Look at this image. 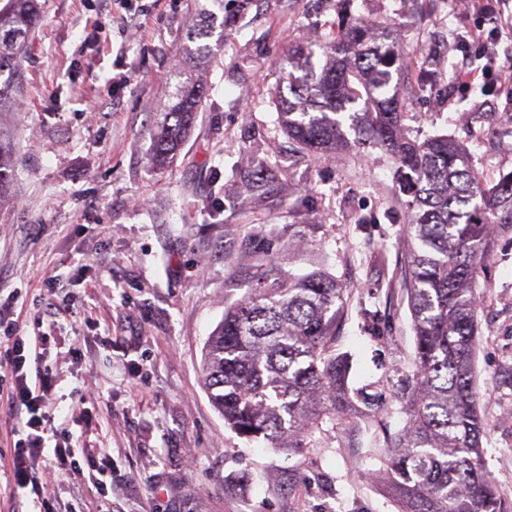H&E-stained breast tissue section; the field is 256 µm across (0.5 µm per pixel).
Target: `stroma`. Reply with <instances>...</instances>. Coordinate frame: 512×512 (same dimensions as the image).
<instances>
[{
    "mask_svg": "<svg viewBox=\"0 0 512 512\" xmlns=\"http://www.w3.org/2000/svg\"><path fill=\"white\" fill-rule=\"evenodd\" d=\"M40 20L18 69L11 128L16 168L0 204V309L21 334L47 305L55 318L43 363L66 427L112 456L117 512H398L376 478L382 430L405 416L388 400L382 427L324 426L287 455L225 426L199 383L205 342L256 274L322 273L346 289L336 347L352 388L386 392L411 372L414 338L400 248L406 196L385 152L315 156L288 139L270 103L276 69L307 43L313 62L341 0H255L231 30L211 0H37ZM365 21L397 29L409 136L460 145L484 186L512 171L505 101L481 81L452 88L448 35L472 29L459 0H353ZM137 22L125 25L124 19ZM211 31L210 58L184 63L193 23ZM131 84H124V77ZM206 96L180 156L151 161L153 131L178 89ZM263 163L253 199L233 169ZM63 275L47 296L40 279ZM475 391L484 461L512 494V232L479 270ZM376 312L381 333L362 328ZM99 393L83 420V384Z\"/></svg>",
    "mask_w": 512,
    "mask_h": 512,
    "instance_id": "35a3bbf8",
    "label": "stroma"
}]
</instances>
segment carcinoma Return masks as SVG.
Masks as SVG:
<instances>
[{"label": "carcinoma", "mask_w": 512, "mask_h": 512, "mask_svg": "<svg viewBox=\"0 0 512 512\" xmlns=\"http://www.w3.org/2000/svg\"><path fill=\"white\" fill-rule=\"evenodd\" d=\"M222 26H235L253 0H233ZM37 25L35 0L0 8V71L14 69ZM394 31L355 20L332 30L320 68L289 57L278 66L271 99L288 137L314 155L353 146L378 148L396 163L412 197L406 224L414 370L393 399L409 416L377 477L387 482L400 512H512L482 463L484 426L474 392L479 296L477 269L498 233L512 231V171L482 186L466 153L446 138L409 137L399 93L391 86ZM203 86L191 80L153 134V162L165 165L192 131ZM0 130V204L10 193L13 153ZM254 196L267 185L261 163L250 175ZM268 266L257 288L224 311L208 337L202 385L224 424L267 448L294 453L322 424L366 420L382 410L379 395L349 389L351 361L336 351L345 289L319 274L276 277Z\"/></svg>", "instance_id": "1"}]
</instances>
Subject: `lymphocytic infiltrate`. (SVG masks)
<instances>
[{
  "mask_svg": "<svg viewBox=\"0 0 512 512\" xmlns=\"http://www.w3.org/2000/svg\"><path fill=\"white\" fill-rule=\"evenodd\" d=\"M451 47L462 54L456 82H473L478 74L470 67L471 56L493 57L495 41L476 30L456 33ZM43 335H20L15 322L0 320V387L7 390L9 413L16 422V438L9 458L10 496L21 512H82L78 496L64 502L50 499L45 490L61 474L86 472L102 493L112 490V459L105 450L86 453L72 435H60L55 425L57 398L51 372L41 366Z\"/></svg>",
  "mask_w": 512,
  "mask_h": 512,
  "instance_id": "1",
  "label": "lymphocytic infiltrate"
}]
</instances>
